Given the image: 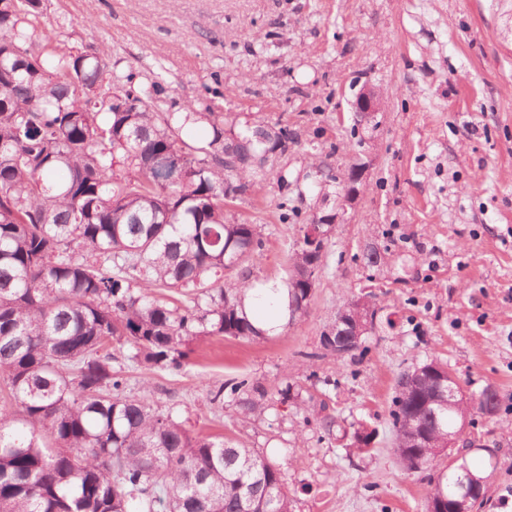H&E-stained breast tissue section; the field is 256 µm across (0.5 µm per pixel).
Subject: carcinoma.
<instances>
[{"label":"carcinoma","mask_w":512,"mask_h":512,"mask_svg":"<svg viewBox=\"0 0 512 512\" xmlns=\"http://www.w3.org/2000/svg\"><path fill=\"white\" fill-rule=\"evenodd\" d=\"M108 51L75 50L47 33L43 0H0V512H293L280 468L252 448L192 436L172 413L126 394L134 367L183 364L193 336H267L245 308L262 281L245 264L261 254V227L230 204L261 182L283 189L280 160L299 139L286 125L240 122L209 104L163 108L162 83L115 87ZM205 124L201 141L187 123ZM309 190L336 175L324 160ZM234 183L240 190L228 196ZM330 238L299 242L285 285L293 324ZM336 355V332L309 358ZM436 379L397 380L392 452L408 472L427 468L460 415L435 404ZM243 417L267 391L246 379L219 387ZM484 388L464 411L492 418ZM433 447H410V428ZM375 431L358 425L365 450ZM463 460L496 472L495 450ZM456 472L430 477L424 506L448 512Z\"/></svg>","instance_id":"cac0c4a2"}]
</instances>
